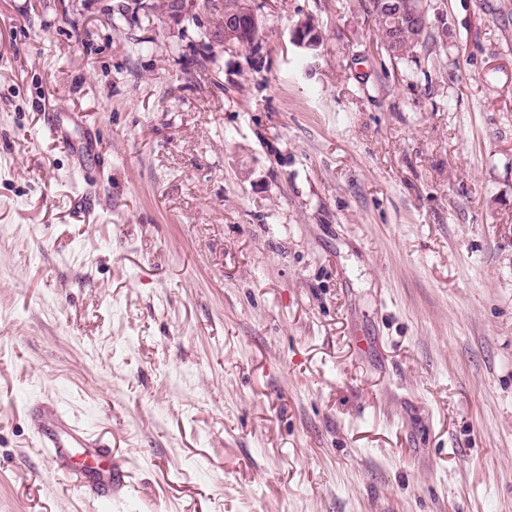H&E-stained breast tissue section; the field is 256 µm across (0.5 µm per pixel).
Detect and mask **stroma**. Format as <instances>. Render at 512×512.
<instances>
[{
    "label": "stroma",
    "instance_id": "35a3bbf8",
    "mask_svg": "<svg viewBox=\"0 0 512 512\" xmlns=\"http://www.w3.org/2000/svg\"><path fill=\"white\" fill-rule=\"evenodd\" d=\"M116 2L0 0V512H512V0L404 64L366 0H252L249 50ZM35 441L52 459L63 466L71 482H91L107 497L125 485V472L112 462V450L92 440L52 404L35 410ZM73 453L83 456L90 464H68Z\"/></svg>",
    "mask_w": 512,
    "mask_h": 512
}]
</instances>
